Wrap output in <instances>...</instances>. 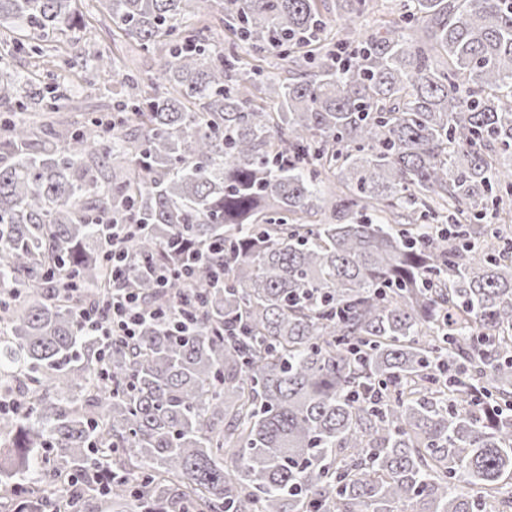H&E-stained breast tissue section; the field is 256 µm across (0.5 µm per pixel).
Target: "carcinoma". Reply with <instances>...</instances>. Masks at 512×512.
<instances>
[{"mask_svg": "<svg viewBox=\"0 0 512 512\" xmlns=\"http://www.w3.org/2000/svg\"><path fill=\"white\" fill-rule=\"evenodd\" d=\"M224 0L231 47L182 27L213 0H97L110 115L0 116V512H512V238L448 216L512 201V0ZM76 0H0L38 56ZM274 52L292 77L263 66ZM0 71V101L58 109ZM329 173L335 190H321ZM96 219L144 267L200 255L152 321L103 346L78 311L112 291ZM112 475L98 491L97 469Z\"/></svg>", "mask_w": 512, "mask_h": 512, "instance_id": "obj_1", "label": "carcinoma"}]
</instances>
